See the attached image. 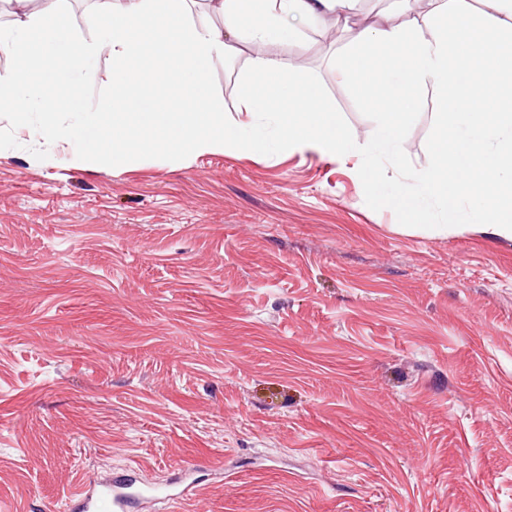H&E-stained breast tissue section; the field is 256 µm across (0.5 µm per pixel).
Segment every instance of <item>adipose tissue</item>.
<instances>
[{
  "label": "adipose tissue",
  "instance_id": "adipose-tissue-1",
  "mask_svg": "<svg viewBox=\"0 0 512 512\" xmlns=\"http://www.w3.org/2000/svg\"><path fill=\"white\" fill-rule=\"evenodd\" d=\"M360 0H218L223 28L190 18V0H98L97 37L74 38L49 15L69 12L71 0H15L23 18L0 30V52L14 54V77L0 79V106L24 117L44 106V91L66 104L73 123L57 119L41 132L54 141L77 139L74 163L108 158L120 165L158 147L193 154L312 150L333 158L362 155L377 203L404 223L434 217L496 230L512 227V0H491L478 14L465 0H400L407 25L362 29L339 62L342 76L377 116L372 140L358 142L300 65L277 50L300 41L308 25L347 31ZM248 53L241 80L245 119L225 114L206 96L207 69L237 49ZM112 56L113 82L95 108L82 102L79 76L100 53ZM175 86L181 109L162 94ZM432 97L437 132L431 163L410 181L386 188L385 160L403 151L406 128Z\"/></svg>",
  "mask_w": 512,
  "mask_h": 512
}]
</instances>
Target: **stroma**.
<instances>
[{"instance_id":"obj_1","label":"stroma","mask_w":512,"mask_h":512,"mask_svg":"<svg viewBox=\"0 0 512 512\" xmlns=\"http://www.w3.org/2000/svg\"><path fill=\"white\" fill-rule=\"evenodd\" d=\"M349 49H283L361 142ZM245 55L208 68L240 107ZM0 112V512H68L80 480L162 483L151 512H512V235L406 224L360 156L72 163ZM433 103L401 160L426 166Z\"/></svg>"}]
</instances>
